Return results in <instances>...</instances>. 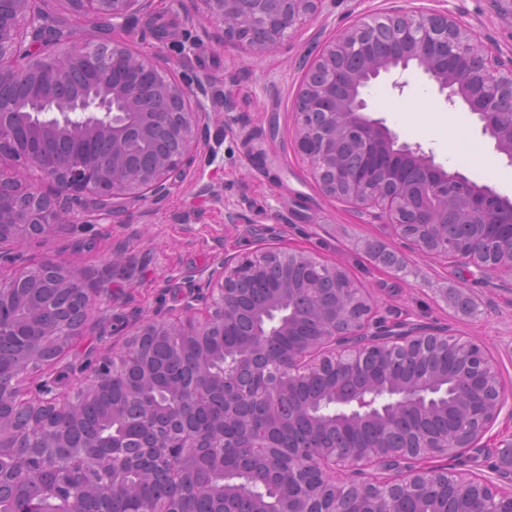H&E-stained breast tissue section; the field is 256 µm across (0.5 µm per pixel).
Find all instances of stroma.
I'll return each mask as SVG.
<instances>
[{"instance_id": "35a3bbf8", "label": "stroma", "mask_w": 512, "mask_h": 512, "mask_svg": "<svg viewBox=\"0 0 512 512\" xmlns=\"http://www.w3.org/2000/svg\"><path fill=\"white\" fill-rule=\"evenodd\" d=\"M500 8L499 0H325L278 48L254 58L224 43L205 21L202 0H151L138 25L116 30V39L174 71L208 77L231 96L234 108L209 105L211 129L221 133L222 144L212 158L196 160L162 201L130 204L110 221L91 210L85 223L24 246L32 261L54 255L112 274L102 320L54 369L30 371L27 381L53 371L79 374L86 359L122 342L139 320L176 313L224 256L287 244L344 266L388 323H415L483 345L512 391V278L473 279L466 265L421 253L393 225L370 221L324 195L294 146L303 70L344 29L369 14L447 10L506 50L512 48V28L502 22ZM190 35L198 50L177 54L176 42ZM399 78L408 82L401 91L393 87ZM363 96L368 116L383 120L400 142L421 145L448 172L512 199V163L483 134L476 115L463 102L446 103L421 70L381 74ZM230 212L240 215L239 223L226 222ZM369 243L394 253L401 269L375 262L365 250ZM116 254L122 257L117 265ZM455 291L474 302L475 314L451 304ZM510 444L512 398L477 450L456 459L455 469L503 484L512 470L501 464L500 452Z\"/></svg>"}]
</instances>
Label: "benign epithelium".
<instances>
[{"label": "benign epithelium", "mask_w": 512, "mask_h": 512, "mask_svg": "<svg viewBox=\"0 0 512 512\" xmlns=\"http://www.w3.org/2000/svg\"><path fill=\"white\" fill-rule=\"evenodd\" d=\"M67 2L72 13L98 30L95 41L81 40L72 28L46 34V14L37 0H0V307L18 311L7 323L0 322V336L39 337L15 352L18 370L12 381L0 379V448L25 439L46 457L54 456L55 448L98 447L93 435L81 432L82 408L99 396L104 383L135 366L141 389L155 385L148 347L152 340L196 346L199 373L190 386L170 387L175 398L200 401L220 389L230 374L213 368L211 341L236 321L252 281L281 267L280 287L250 310L256 344L235 351L239 366L251 360L256 345L292 330L309 315H321L316 303L299 305L288 288V266L324 264L285 246L239 259L226 256L176 314L140 321L124 346L96 357L78 382L51 378L20 386L30 367L58 363V350L73 347L85 335L98 312L97 299L112 292L105 277L92 282L86 269L51 256L29 262L21 247L85 222L86 209L79 206L83 199L106 220L132 202L163 200L211 138L206 108L214 95L211 85L197 75H176L112 37L113 30L127 27L149 0ZM201 2L225 39L260 57L276 49L324 0ZM412 63L447 100L461 98L512 164V52L504 53L499 44L447 12L375 16L326 42L296 92V148L323 194L352 204L373 220L440 225L483 219L485 240L499 248L497 261L485 262L447 243L440 247L443 258L465 259L481 278L511 269L512 200L459 172H447L419 146L397 145L395 133L365 114L361 89L381 73L398 67L404 71ZM61 141L67 142V149L55 150ZM140 146L152 152V158L148 165L134 167L130 157ZM397 152L407 170L419 171V181L405 180L402 170L391 164ZM22 166L36 168L53 192L22 186ZM338 292L342 311L323 324L314 344L288 352L280 362L265 363L267 397L273 404H280L289 385L315 372L350 377L380 354L398 357L411 351L427 358L432 347L456 341L419 328L396 331L378 322L373 310L354 314L359 302L368 301L363 289ZM458 357L467 370V390L480 399L470 403L448 437H410L389 419L391 410H415L429 403L435 385L419 382L394 393L333 387L329 398L350 417L374 419L390 445L348 452L339 443L300 448L294 467L302 482L300 493L281 499L274 509L259 500L255 512H318V505L340 488L364 500L367 512H390L396 497L438 501L452 492L474 497L477 512H512V483L495 486L476 476L465 478L446 464H429L475 447L505 400L498 371L482 347L460 341ZM158 413L159 407L132 392L112 409V430L128 423L148 425ZM230 420L248 427L234 412H224L210 447H224V424ZM170 444L187 453L199 448L195 433L177 426L157 441L142 444L139 453ZM395 460L407 468L391 477L377 475ZM82 464L98 472L100 480L71 489L61 512H78L87 499L107 498L112 490L108 473L124 462L86 452Z\"/></svg>", "instance_id": "1"}]
</instances>
